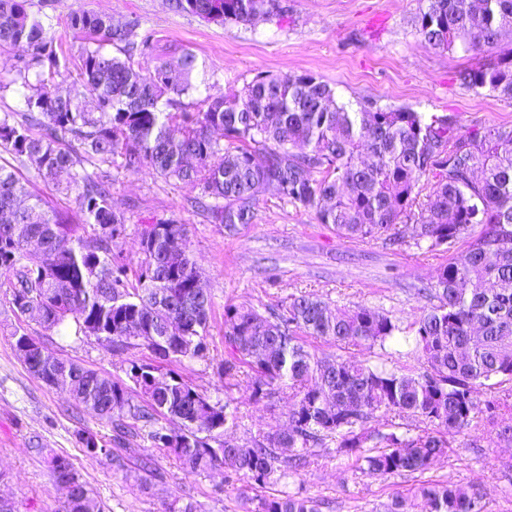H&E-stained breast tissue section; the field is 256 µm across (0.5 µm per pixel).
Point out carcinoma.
<instances>
[{
    "label": "carcinoma",
    "instance_id": "carcinoma-1",
    "mask_svg": "<svg viewBox=\"0 0 512 512\" xmlns=\"http://www.w3.org/2000/svg\"><path fill=\"white\" fill-rule=\"evenodd\" d=\"M27 0H0V49L31 52L18 69L23 107L0 119V153L37 171L60 191L76 192L77 213L94 227L91 239L74 238L69 217L30 192L17 171L0 164V274L11 275L13 306L30 299L43 310L47 328L73 319L85 336L125 350L132 342L124 322L142 323L139 345L169 362L194 359L208 350L212 303L199 311L185 305L201 281L187 256L184 225L164 220L142 237L145 259L135 282L112 246L124 224L112 207L109 186L87 172L121 156L129 169L148 167L165 178L202 185L191 206L208 211L232 231L250 224L258 196L268 193L315 212L344 238L385 237L396 243L413 228V238L431 251L448 253L431 288L438 304L423 309L411 343L418 366L405 372L384 363L320 357L306 337L336 346L385 344L400 331L389 315L365 305L330 309L302 295L267 314L253 306L224 307V377L246 369L254 375L253 396L269 398L282 386L292 390L281 439L263 433L245 443L224 440L215 448L212 429L191 424L211 397L169 371V384L157 388L159 367L134 363L130 383L110 379L59 357L36 353L25 361L40 379L59 377L76 408L141 438L151 448L171 451L191 475L224 470L225 477L249 479L265 489L298 474L311 463L314 448L328 438L336 454L353 459L355 472L388 477L424 472L453 451L456 437L479 413L489 423L501 411L488 395L492 380L512 381V126L459 130L449 114L427 115L408 106H382L372 98L353 110L336 100L331 86L310 73L258 75L241 92L207 97L204 112H161L166 94L193 89L196 58L187 52L176 65L144 75L134 67L137 21L81 14L71 25L87 35L78 55L82 86L94 93L78 108L43 78V67L59 68L42 23L29 15ZM212 21L250 22L281 15L278 0H169ZM418 35L449 54L486 61L460 72L462 82L512 99V49L500 46L512 29V0H428L415 20ZM122 44L125 58L104 52ZM33 65L40 67L30 73ZM179 119L181 136L169 132ZM222 132L225 145L213 137ZM425 200H420L423 191ZM481 233L465 239L469 227ZM40 240L47 256L32 265L26 244ZM173 293L172 307L155 305ZM186 315L183 337L168 342L165 314ZM394 413L425 424L410 436L370 426L377 413ZM176 422L155 427L156 417ZM142 422L129 429L126 419ZM212 425L237 426V409L212 401ZM89 457H106L128 477L126 457L87 432L77 433ZM55 480L72 485L69 502L58 512H103L69 457L38 448ZM473 490L440 481L395 494L386 512H482ZM245 512H321V502L302 492L261 493L247 500Z\"/></svg>",
    "mask_w": 512,
    "mask_h": 512
}]
</instances>
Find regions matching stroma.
<instances>
[{
	"label": "stroma",
	"mask_w": 512,
	"mask_h": 512,
	"mask_svg": "<svg viewBox=\"0 0 512 512\" xmlns=\"http://www.w3.org/2000/svg\"><path fill=\"white\" fill-rule=\"evenodd\" d=\"M427 0H280L282 17L252 23H217L172 10L168 0H29L57 55L67 67L48 80L67 90L80 78L75 60L86 39L74 29V14L91 12L114 22L137 20L138 37L148 45L134 62L142 72L176 64L184 52L197 60L196 88L160 102L162 112H202L208 93L241 89L259 74L322 77L336 98L356 104L371 97L379 104L406 105L428 114H451L460 130L474 126H512V100L462 85L460 71L469 58L442 52L422 41L413 25ZM106 176L114 209L124 217V232L115 251L129 271H138L144 254L143 229L173 219L185 225L188 254L212 296L209 351L205 358L173 363L182 377L207 391L212 399L230 401L241 416L227 438L246 442L259 432L275 430L286 420L291 401L287 391L254 402L252 380L239 375L223 380L224 308L246 305L276 309L300 295L321 299L333 308L358 304L388 312L409 329L430 301L419 288L433 283L448 261L446 254L417 246L414 240L389 245L381 239L351 241L334 226L318 223L314 213L291 203L260 195L253 223L228 232L190 198L202 186L162 177L148 168L128 170L121 157L96 165ZM23 331L50 350L113 379H127L132 363L148 361V350L113 351L107 343L84 336L75 323L46 328L21 314L11 303L7 278L0 277V495L16 512H58L63 494L39 455L51 448L71 458L95 491L104 512H161L162 503L180 497L198 512H242L254 494L250 484L225 478L223 472L187 474L164 448H150L138 439L118 438L111 423L77 410L68 393L47 386L30 374L12 346L11 335ZM322 357L383 359L398 368L413 363L410 345L387 350L365 345L342 348L318 344ZM87 430L126 455L130 462L153 460L149 492L135 479L112 471L105 458L86 457L77 433ZM447 458L422 473L371 478L353 471L351 460L337 455L335 441L316 447L302 475L279 482L282 491L303 490L321 501L322 512H384L390 496L418 484L450 481L473 489L484 512H512V441L479 421L458 436Z\"/></svg>",
	"instance_id": "35a3bbf8"
}]
</instances>
